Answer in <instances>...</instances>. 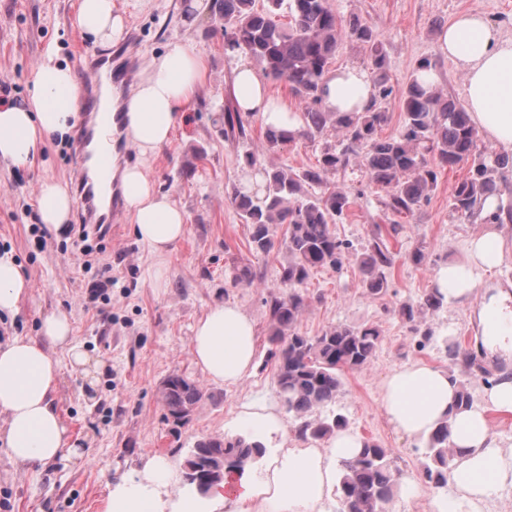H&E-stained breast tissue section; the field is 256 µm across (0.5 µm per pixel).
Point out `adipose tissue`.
Listing matches in <instances>:
<instances>
[{"instance_id": "ef3b65f1", "label": "adipose tissue", "mask_w": 512, "mask_h": 512, "mask_svg": "<svg viewBox=\"0 0 512 512\" xmlns=\"http://www.w3.org/2000/svg\"><path fill=\"white\" fill-rule=\"evenodd\" d=\"M78 26L95 42H120L124 21L112 0H81ZM438 54L465 71L469 114L484 136L512 149V40L478 13L458 15L437 39ZM206 71L202 53L175 43L139 67L131 90H112L122 133L139 156L155 154L172 141ZM324 105L334 112H362L374 86L358 68H340L324 78ZM33 89L22 105H0V161L28 166L46 138L72 131L83 103V85L52 55L36 65ZM234 95L241 112L276 129H291L299 115L272 94L265 74L239 62ZM114 177L135 235L159 257L168 255L187 231L188 216L169 195L159 192L140 164L117 168ZM73 199L61 183L43 181L36 208L41 224L64 231ZM506 243L491 224L468 242L464 261L441 266L433 285L449 305L470 303L489 275L503 263ZM30 283L10 253L0 252V314L13 313L27 297ZM67 349L75 364L85 357L71 337L66 312L42 318L39 333L0 346V445L19 467L67 458L75 449L54 405L60 365L54 348ZM197 366L212 382L228 386L249 376L257 356L255 325L237 304L210 307L196 322L191 343ZM460 385L447 370L415 363L387 376L381 401L389 422L409 438L423 440L441 424L449 426L453 460L451 495H436L432 512H487L493 490H512V448L502 447L488 425L489 413L512 415V380L486 387L481 404L459 402ZM361 446L360 437L343 431L325 447L290 446L267 464L262 477L244 471L226 477L201 498L180 490L176 464L166 456L145 458L133 476L110 485L104 512H335L336 471Z\"/></svg>"}]
</instances>
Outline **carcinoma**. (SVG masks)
Instances as JSON below:
<instances>
[{
    "label": "carcinoma",
    "instance_id": "carcinoma-1",
    "mask_svg": "<svg viewBox=\"0 0 512 512\" xmlns=\"http://www.w3.org/2000/svg\"><path fill=\"white\" fill-rule=\"evenodd\" d=\"M266 2L267 6L258 9L256 0H214L216 13L224 21V49L248 54L267 75L287 83L303 104L299 128L265 129L264 151L275 153L287 145L312 142L329 130L336 131L342 142L339 148H324L316 164L299 173L262 166L257 169L261 177L258 188L234 186L227 197L250 226L253 255L267 256L274 250L285 254L280 280L286 292L266 301L276 393L299 436L324 441L348 428L346 416L328 415L326 407L342 393L344 372L370 364L380 347L381 332L374 325L337 324L318 336L303 335L298 324L310 305L307 284L319 270L340 272L345 265L354 264L362 275L365 293L384 299L394 265L387 238L398 235L400 224L375 225L369 245L353 252L333 230L351 209L353 196L343 190L317 194L313 188L320 186L326 175L345 169L350 156L356 155L370 183L384 192V210L412 215L428 202L438 170L468 163L469 175L457 183L450 202L459 217L473 221L480 217L486 198L501 194L495 173L512 160L480 144L479 132L462 104L442 95L437 84L424 85L418 80L419 71L433 68L430 61H420L397 92L385 71L379 41L359 17H341L330 0ZM280 14L287 22L276 20ZM346 41L367 47L375 73V100L361 113L331 112L323 105V79ZM395 93L405 115L404 130L397 137L383 138L379 130L387 114L381 103ZM222 125L227 138L246 135L242 113L230 107L224 108ZM281 224L287 225V230L279 239L276 228ZM257 279L251 264L233 267V284L251 286ZM444 305V296L436 290L416 304H400L393 312L410 324L414 334L427 339L432 331L420 329L418 321ZM445 349L449 371L458 366L464 372L472 369L475 359L459 341L445 340ZM161 393L166 417L177 423L188 420L204 396L196 380L168 379ZM448 437L445 423L424 441L423 476L435 489L448 485L449 464L455 454ZM190 453L197 459L200 473L210 470L230 476L260 460L266 447L250 434L226 435L201 439ZM398 488L388 450L365 439L358 453L342 462L336 512H386Z\"/></svg>",
    "mask_w": 512,
    "mask_h": 512
}]
</instances>
